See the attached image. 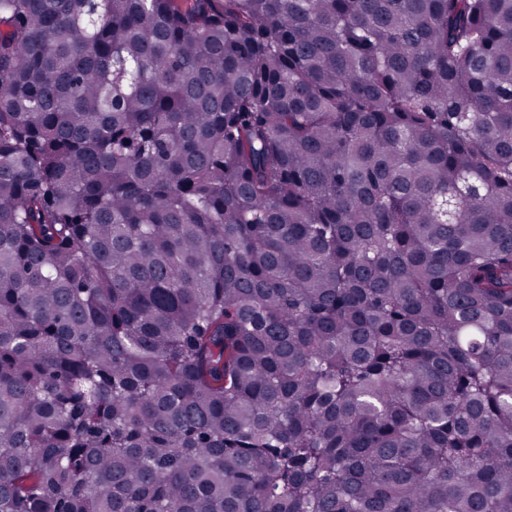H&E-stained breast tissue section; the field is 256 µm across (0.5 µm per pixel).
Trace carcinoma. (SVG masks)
Segmentation results:
<instances>
[{"mask_svg": "<svg viewBox=\"0 0 512 512\" xmlns=\"http://www.w3.org/2000/svg\"><path fill=\"white\" fill-rule=\"evenodd\" d=\"M0 512H512V0H0Z\"/></svg>", "mask_w": 512, "mask_h": 512, "instance_id": "1", "label": "carcinoma"}]
</instances>
